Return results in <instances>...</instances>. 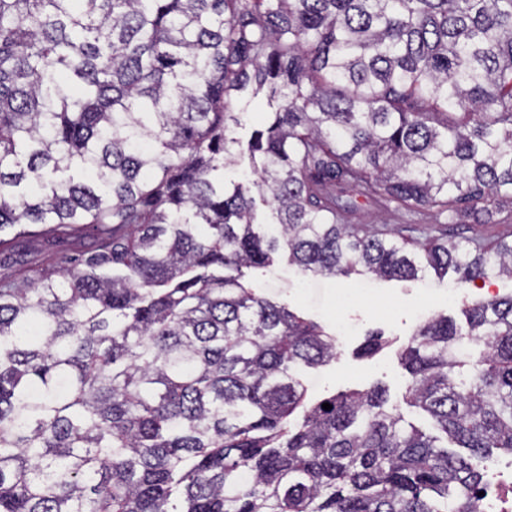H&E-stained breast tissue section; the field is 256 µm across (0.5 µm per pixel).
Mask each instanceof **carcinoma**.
<instances>
[{"mask_svg": "<svg viewBox=\"0 0 512 512\" xmlns=\"http://www.w3.org/2000/svg\"><path fill=\"white\" fill-rule=\"evenodd\" d=\"M366 205L512 209V0H0V512H481L512 293L399 353L465 457L379 388L309 401L335 337L247 280H512L511 241L411 252Z\"/></svg>", "mask_w": 512, "mask_h": 512, "instance_id": "obj_1", "label": "carcinoma"}]
</instances>
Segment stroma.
Segmentation results:
<instances>
[{
    "label": "stroma",
    "mask_w": 512,
    "mask_h": 512,
    "mask_svg": "<svg viewBox=\"0 0 512 512\" xmlns=\"http://www.w3.org/2000/svg\"><path fill=\"white\" fill-rule=\"evenodd\" d=\"M388 225L409 224L412 240L445 233L459 239L479 236L487 240L512 236V212L502 211L494 224H442L429 210L417 214H384ZM256 285L275 300L288 303L328 331L336 321L349 316L354 322L352 336L339 345L335 359L327 366L305 372L308 397L316 401L341 390H365L380 385L387 391L388 405L403 414L407 422L425 432H433L431 418L406 402L408 374L397 353L407 343L419 319L439 313L464 325V302L484 296L512 292V281L492 276L486 283L465 284L458 288L457 301H449L447 286L435 283L433 274L416 282H377L352 274L310 279L279 257L272 270L257 274ZM381 334L383 348L367 356L360 347L371 334Z\"/></svg>",
    "instance_id": "stroma-1"
}]
</instances>
